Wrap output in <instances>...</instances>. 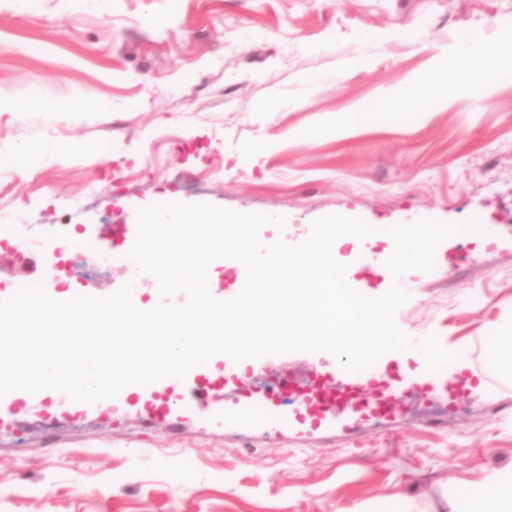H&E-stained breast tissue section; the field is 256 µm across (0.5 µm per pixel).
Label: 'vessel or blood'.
I'll use <instances>...</instances> for the list:
<instances>
[{
    "label": "vessel or blood",
    "mask_w": 512,
    "mask_h": 512,
    "mask_svg": "<svg viewBox=\"0 0 512 512\" xmlns=\"http://www.w3.org/2000/svg\"><path fill=\"white\" fill-rule=\"evenodd\" d=\"M325 376L312 380L309 391L303 399V415L310 420H320L335 408L350 411L356 417L364 418L370 415L390 416L395 414L394 396L401 385L398 376L382 373L373 383H366L363 375L353 374L339 380L334 389H327ZM295 383L288 374H281L275 385L262 397L253 394H243L246 406L254 408H269L276 398L285 392L294 390Z\"/></svg>",
    "instance_id": "1"
}]
</instances>
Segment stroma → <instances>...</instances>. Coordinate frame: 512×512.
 Returning <instances> with one entry per match:
<instances>
[{"label": "stroma", "instance_id": "1", "mask_svg": "<svg viewBox=\"0 0 512 512\" xmlns=\"http://www.w3.org/2000/svg\"><path fill=\"white\" fill-rule=\"evenodd\" d=\"M512 0H0V300L42 282L54 300L104 297L129 281L136 307L157 284L127 268L137 212L209 203L281 215L259 234L306 240L314 220L358 218L348 284L399 282L398 327L465 349L467 394L448 404L419 363L397 415L321 423L279 400L248 412L224 391L335 374L327 352L279 366L218 361L136 393L78 404L0 398V512H454L470 484L512 485ZM481 37L499 68L485 93L458 88L451 51ZM448 101L405 125L339 130L346 112L432 76ZM23 147L33 156L17 159ZM470 219L497 238L444 240L435 267L393 278L387 228ZM80 233L112 253L88 265L58 248ZM39 249H31L30 241ZM213 389L207 410L187 403Z\"/></svg>", "mask_w": 512, "mask_h": 512}]
</instances>
